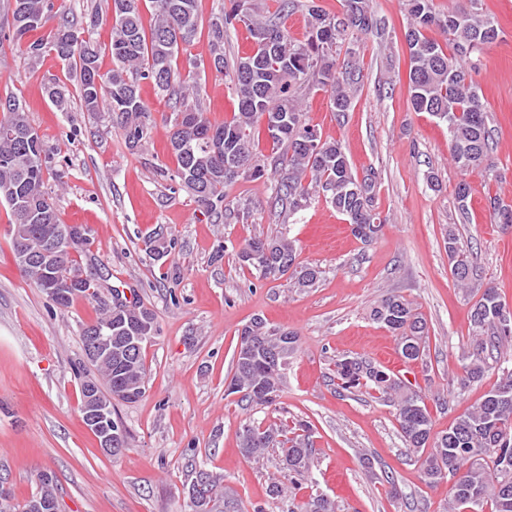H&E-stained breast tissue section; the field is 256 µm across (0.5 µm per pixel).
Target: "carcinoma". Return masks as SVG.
I'll list each match as a JSON object with an SVG mask.
<instances>
[{"label": "carcinoma", "instance_id": "carcinoma-1", "mask_svg": "<svg viewBox=\"0 0 512 512\" xmlns=\"http://www.w3.org/2000/svg\"><path fill=\"white\" fill-rule=\"evenodd\" d=\"M112 19V70L103 73L100 50L82 39L74 23L61 19L53 26L66 40L49 38L25 45L24 55L32 64L47 52L76 62L77 96L87 112H112L119 116L125 144L131 150L141 146L147 134L146 109L139 82H151L175 108L170 133L171 150L177 169L173 178L199 205L218 218L246 223L249 204L230 205L224 189L239 179L260 180L277 176L270 207L282 218L305 209L313 197L323 195L336 211L347 217L351 233L363 242L371 241L384 219L374 205L375 175L360 179L338 142L322 139L309 126L302 112V100L310 90L328 93L334 111L351 105L361 69L355 52L339 58V44L352 30L367 34L379 28L369 0H344L342 15L329 13L318 0H281L288 8L294 3L308 15L307 37L295 42L288 36L280 14L266 15L254 0L221 3L209 21L210 59L222 73L232 69L233 94L237 112L220 124L207 117L190 86L176 76L180 45L189 43L198 28L197 0H149L153 25L145 33L139 0H105ZM433 0H407L404 37L409 50L408 84L410 104L415 112H426L447 126L454 164L462 172L488 168L491 140L490 116L471 82L463 61L498 36L493 18L474 7L460 6L446 14L433 11ZM11 15L8 29L0 31V44L22 43L30 32L51 24L56 17L54 0H0ZM243 25L253 38L252 50L228 62L224 37ZM438 29L448 35L447 46L428 35ZM45 93L59 107L70 97L64 83L50 82ZM271 144L268 155L257 152L260 138ZM49 156L38 131L30 124L23 103L9 97L0 101V198L10 211L14 257L25 276L40 290L51 287L47 272L65 279L81 269L80 251L62 253L52 267L22 260L20 248L37 255L46 241L63 227L55 202L45 189ZM489 207L499 224H512V205L497 197ZM450 267L458 269L455 281L467 285L476 279L469 246L453 229L445 235ZM240 262L261 278L289 275L292 287L304 291L315 286L321 271L296 264L295 241L281 232L275 236L247 240L238 254ZM112 304L102 308L91 323L80 324V334L107 331L125 324L155 337L154 314L123 298L113 289ZM504 308L493 287L484 290L470 313L473 341L464 352V374L460 388L478 381L498 364L501 381L478 402L455 419L446 431L433 433V422L421 397L402 381L360 357L336 360L337 388L349 390L369 383L381 394L396 398L397 420L406 448L420 461L424 480L434 483L448 479V512H512V366L497 356L512 345V323H499ZM373 322L386 327L407 361L424 355L427 330L423 317L411 303L398 295L378 301L370 311ZM299 345L298 336L254 318L238 334L234 374L229 393H241L256 406L270 407L280 396L282 379ZM98 372L85 376L81 386L92 385L103 399L135 402L146 392L143 350L129 353L124 338L112 332V358L87 359ZM239 447L247 459L260 460L277 454L279 476L267 487L273 500L286 486L307 479L315 462L311 425L298 420L293 427L248 423L237 432ZM40 491L24 501L0 499V512H29L33 503L56 500L53 476H38ZM224 476L202 467L194 468L191 479V512H214L212 502L222 488ZM295 512H336V504L322 493L309 497Z\"/></svg>", "mask_w": 512, "mask_h": 512}]
</instances>
